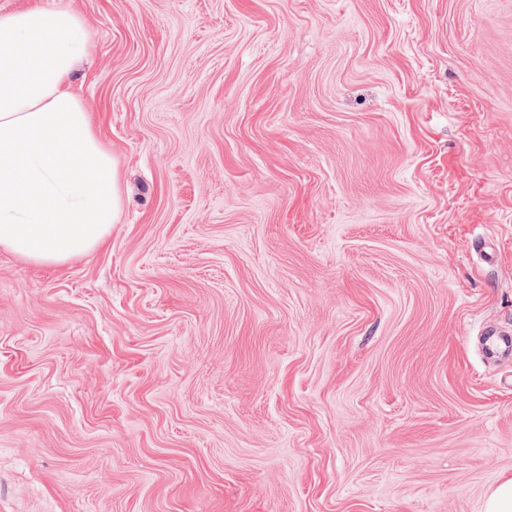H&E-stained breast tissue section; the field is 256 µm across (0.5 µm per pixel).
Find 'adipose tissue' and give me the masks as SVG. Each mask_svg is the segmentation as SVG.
<instances>
[{
    "label": "adipose tissue",
    "mask_w": 512,
    "mask_h": 512,
    "mask_svg": "<svg viewBox=\"0 0 512 512\" xmlns=\"http://www.w3.org/2000/svg\"><path fill=\"white\" fill-rule=\"evenodd\" d=\"M88 53L67 7L0 15V249L35 265L104 246L118 219L116 167L71 90Z\"/></svg>",
    "instance_id": "1"
}]
</instances>
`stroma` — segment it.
I'll list each match as a JSON object with an SVG mask.
<instances>
[{"mask_svg": "<svg viewBox=\"0 0 512 512\" xmlns=\"http://www.w3.org/2000/svg\"><path fill=\"white\" fill-rule=\"evenodd\" d=\"M64 2L122 207L0 249V512H483L512 0Z\"/></svg>", "mask_w": 512, "mask_h": 512, "instance_id": "stroma-1", "label": "stroma"}]
</instances>
